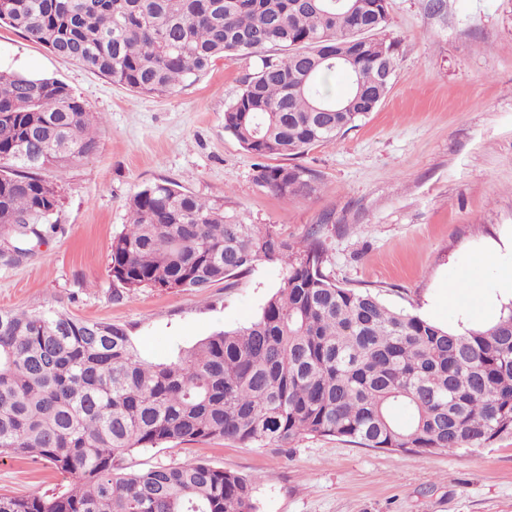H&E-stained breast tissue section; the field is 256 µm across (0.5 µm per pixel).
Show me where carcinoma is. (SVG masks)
Instances as JSON below:
<instances>
[{"instance_id": "cac0c4a2", "label": "carcinoma", "mask_w": 512, "mask_h": 512, "mask_svg": "<svg viewBox=\"0 0 512 512\" xmlns=\"http://www.w3.org/2000/svg\"><path fill=\"white\" fill-rule=\"evenodd\" d=\"M0 24L145 94L171 92L218 59L260 56L224 129L260 159L256 183L295 200L313 194L316 174L262 159L355 127L396 66L385 0H0ZM338 74L351 86L343 95L329 88ZM101 121L61 81L0 71V259L18 261L54 229L58 185L42 171L60 179L92 154ZM128 215L110 249L116 301L143 288L203 294L258 261L284 277L250 323L158 364L120 326L55 307L0 309V454L68 479L49 497L0 495V512H255L256 479L201 460L123 471L122 454L166 442L286 448L329 435L437 453L512 432V303L460 331L391 309L336 284L317 233L292 243L167 180L135 191Z\"/></svg>"}]
</instances>
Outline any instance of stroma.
I'll list each match as a JSON object with an SVG mask.
<instances>
[{
	"label": "stroma",
	"instance_id": "stroma-1",
	"mask_svg": "<svg viewBox=\"0 0 512 512\" xmlns=\"http://www.w3.org/2000/svg\"><path fill=\"white\" fill-rule=\"evenodd\" d=\"M398 42L392 87L376 111L337 140L296 159L319 175L307 200L254 180L256 159L224 129V110L255 57L220 60L195 82L150 95L0 27V67L67 84L103 113L97 150L57 180L56 230L33 254L0 263V308L49 305L77 319L126 329L139 355L161 363L218 329L246 325L284 276L256 262L205 295L144 288L116 301L112 238L142 185L177 182L288 241L321 227L326 271L387 306L458 327L448 285L512 268L474 265L512 236V0H389ZM199 459L255 479L256 512H512V432L451 453L365 448L307 435L288 448L228 439L163 443L122 456L126 471ZM62 475L41 461L0 456V494L51 495Z\"/></svg>",
	"mask_w": 512,
	"mask_h": 512
}]
</instances>
